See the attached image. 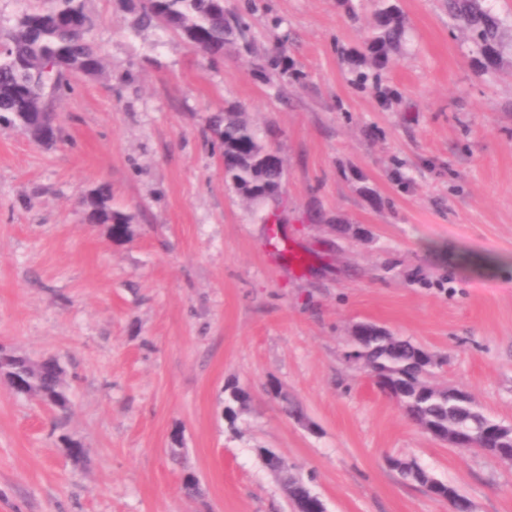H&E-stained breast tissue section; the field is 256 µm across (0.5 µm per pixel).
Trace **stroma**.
Masks as SVG:
<instances>
[{
  "label": "stroma",
  "instance_id": "stroma-1",
  "mask_svg": "<svg viewBox=\"0 0 512 512\" xmlns=\"http://www.w3.org/2000/svg\"><path fill=\"white\" fill-rule=\"evenodd\" d=\"M396 3L412 41L387 102L351 84L340 54L376 0L351 13L224 0L248 11L253 49L218 60L138 27L130 0H87L104 69L54 98L62 140L0 126V344L58 359L73 403L61 419L0 380V512H289L261 448L312 477L328 512H450L390 456L454 485L473 512H512V465L439 442L344 358L354 324L383 326L434 355V384L512 423V0H489L508 26L484 75L445 0ZM279 50L301 81L261 68ZM230 104L284 163L279 229L309 254L304 275L269 246L268 207L224 179L213 119ZM103 184L130 241L88 220L82 200ZM489 256L498 267L476 266ZM233 383L252 401L231 427ZM273 383L305 421L283 414ZM188 472L203 498L185 495ZM397 460L399 467H391V469L396 471L404 482L425 489L426 484L430 481V477L425 469L411 459L398 458Z\"/></svg>",
  "mask_w": 512,
  "mask_h": 512
}]
</instances>
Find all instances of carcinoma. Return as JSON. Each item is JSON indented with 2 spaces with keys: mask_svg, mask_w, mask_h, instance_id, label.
Here are the masks:
<instances>
[{
  "mask_svg": "<svg viewBox=\"0 0 512 512\" xmlns=\"http://www.w3.org/2000/svg\"><path fill=\"white\" fill-rule=\"evenodd\" d=\"M378 2L361 47L344 51L351 83L360 89L381 88L394 56L406 41L407 30L393 0ZM483 2L448 0V17L457 31L483 50L482 69L489 73L498 67V36L504 20ZM140 22L144 26L161 23L212 58L224 56V46L231 44L252 51L245 15L224 14V0H140ZM92 25L86 0H51L50 7L26 12L17 20L5 40H0V125L18 128L45 147L57 142L59 131H53L51 138L42 134L43 123L54 120L46 89L66 90L70 74L94 77L102 72V50L87 38ZM216 129L222 132L224 178L250 204L276 199L284 165L271 155L268 135L252 124L239 106L224 108ZM111 201L106 188L92 192L85 200L89 220L113 225L115 241L133 239L134 225L125 214L112 209ZM346 359L361 369L370 365L377 370L376 385L420 428L430 424L446 430L459 417L470 427L492 424L482 411L450 400L445 387L428 381L437 362L409 338L391 333L362 342L352 338ZM63 376L64 369L55 358L36 366L10 350L0 355V377L16 394L35 397L60 414L70 408ZM226 392L224 418L233 429L250 394L236 385L228 386ZM259 454L265 467L280 477L288 498H295L304 482L289 474L288 464L275 451L261 448ZM394 471L411 485L424 488L430 481L425 469L411 459H398Z\"/></svg>",
  "mask_w": 512,
  "mask_h": 512,
  "instance_id": "1",
  "label": "carcinoma"
}]
</instances>
